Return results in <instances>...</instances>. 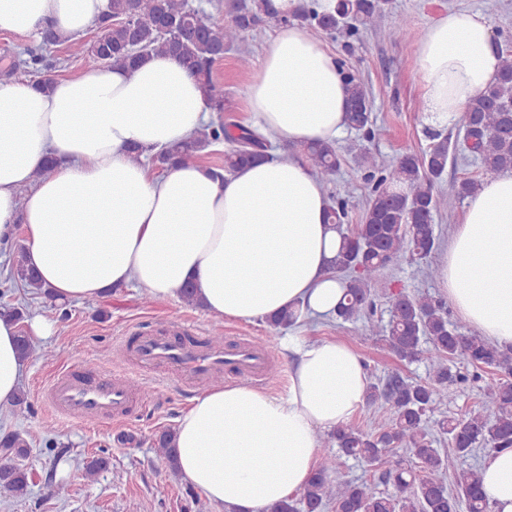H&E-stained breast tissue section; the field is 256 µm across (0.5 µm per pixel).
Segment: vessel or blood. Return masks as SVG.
Instances as JSON below:
<instances>
[{"label": "vessel or blood", "mask_w": 512, "mask_h": 512, "mask_svg": "<svg viewBox=\"0 0 512 512\" xmlns=\"http://www.w3.org/2000/svg\"><path fill=\"white\" fill-rule=\"evenodd\" d=\"M174 335L154 336L134 333L125 345L144 367L171 365L183 378L202 380L219 372L259 382L269 368L266 350L244 341L233 348L199 344L182 336V323H174ZM48 400L60 414L79 419L109 421L127 418L141 399L130 382L120 375L101 373L92 377L67 368L52 383Z\"/></svg>", "instance_id": "b4317fda"}]
</instances>
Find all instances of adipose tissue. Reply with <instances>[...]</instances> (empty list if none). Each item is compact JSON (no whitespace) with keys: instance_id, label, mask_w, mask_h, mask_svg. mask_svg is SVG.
I'll return each mask as SVG.
<instances>
[{"instance_id":"adipose-tissue-1","label":"adipose tissue","mask_w":512,"mask_h":512,"mask_svg":"<svg viewBox=\"0 0 512 512\" xmlns=\"http://www.w3.org/2000/svg\"><path fill=\"white\" fill-rule=\"evenodd\" d=\"M430 3L413 57L423 112L441 124L461 116L500 60L485 15ZM108 9L109 0H0V32L48 24L77 38ZM246 99L250 128L284 144H333L348 129L339 66L296 25L276 29ZM209 121L197 82L168 55L132 72L86 69L44 90L0 82V244L23 231L27 266L60 303L131 285L164 301L190 282L217 319L298 311L280 340L291 360L284 392L210 386L174 432L183 482L219 512H268L304 488L322 434L363 408L370 381L350 345L304 333V321L334 316L345 292L331 269L340 237L325 222L328 196L305 162L259 163L223 181L198 163L156 173L126 158L128 146L150 154ZM50 156L54 169L33 181ZM439 280L466 323L512 347V173L488 176L468 197ZM17 336L13 313L0 309V407L24 368ZM481 476L495 512H512V449L488 454Z\"/></svg>"}]
</instances>
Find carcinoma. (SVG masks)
<instances>
[{
	"instance_id": "1",
	"label": "carcinoma",
	"mask_w": 512,
	"mask_h": 512,
	"mask_svg": "<svg viewBox=\"0 0 512 512\" xmlns=\"http://www.w3.org/2000/svg\"><path fill=\"white\" fill-rule=\"evenodd\" d=\"M388 0H339L335 11L320 9L318 0L300 3L279 13L271 0H228L229 20L201 23L202 14L189 0H111V11L97 17L89 28L100 36L88 44L69 41V56L92 68L132 70L153 54H168L185 66L200 85L211 111H224V87L213 77L214 65L231 50L243 67L251 62L244 44L245 33L268 19L288 25L306 23L325 32H343L362 39L385 14ZM392 30L402 39H414L407 17L399 15ZM500 65L488 85L475 96L460 118L462 151L487 174L512 172V50L499 51ZM43 87L51 79L41 75L48 67L45 57L28 50L24 61ZM350 97V127L367 140L374 134L372 106L362 81L343 73ZM228 143L224 153V176L257 162L263 155L281 160L268 142L239 124L210 122L192 139L172 146L152 159L159 169L182 162L194 164L211 148ZM365 168L369 184L359 224L344 228L348 218L346 200L330 199L327 220L337 225L341 245L332 261L334 272L346 279V301L340 303L336 319L352 325L355 336H369L396 358L407 363L428 357L425 380L395 378L370 384L366 405L382 406L389 418L377 430L356 422L338 427L323 441L326 451L300 497H290L269 512H493L482 491L480 468L467 464L476 451L512 448V349H502L478 334H464L448 319L447 302L428 294L402 289L385 293L389 318L374 320L378 273L387 264L408 257L426 262L437 249L434 219L446 206L435 193L448 167V139H436L426 150L408 152L390 161H379L361 144H349ZM322 179L330 180L340 168L341 155L335 144L292 147ZM13 276L30 288H38L26 267L23 252L16 253ZM456 360L473 368L468 376L453 369ZM483 382L486 410L446 415L443 402L448 386L469 379ZM448 440V451L435 447ZM172 431L156 438L158 456L165 470L177 469ZM375 465L379 478L394 486L392 492H377L365 481L333 477L336 461L331 449ZM28 440L19 432L0 436V489L16 497L28 494L31 477L20 459L27 456ZM453 479L448 487L447 478Z\"/></svg>"
}]
</instances>
